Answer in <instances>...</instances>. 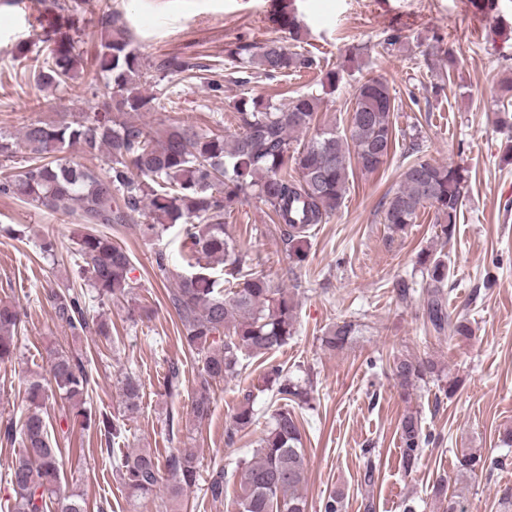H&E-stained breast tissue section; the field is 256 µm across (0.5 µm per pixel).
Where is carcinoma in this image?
Wrapping results in <instances>:
<instances>
[{"label": "carcinoma", "instance_id": "1", "mask_svg": "<svg viewBox=\"0 0 512 512\" xmlns=\"http://www.w3.org/2000/svg\"><path fill=\"white\" fill-rule=\"evenodd\" d=\"M105 34L95 54V68L86 72L93 87L106 78L108 101L104 108L79 121L65 118L55 123L31 122L23 127L20 141L29 151L28 160L17 171L0 177V193L31 201L50 212L77 217L86 232L77 240L79 275L88 278L99 300L127 299L134 290L130 277L132 258L127 248L99 232L98 224H127L133 214L145 223L136 225L139 235L160 241L171 229L182 238L183 267L169 268L164 249L155 251L159 274L169 283L170 309L180 323L182 344L198 364L190 414L197 422L207 419L213 407V388L248 367L247 360L277 351L296 332L295 293L270 279L253 265L227 229L226 219L235 205L257 199L270 208L280 225L285 251L302 259L300 247L311 229L324 224L344 203L349 177L358 169L373 173L390 155L393 138L394 99L386 82L369 78L355 87L354 102L346 132L327 127L300 147H292L293 135L310 128L321 99L298 93L280 101L263 97L239 99L234 109L239 132L231 137L202 129L186 120H175L154 130L118 115L166 110L174 91L166 87L160 95L140 91L144 67L131 48L129 30L109 12L100 18ZM288 31L293 47L273 37L259 44L237 45L229 57L244 69L275 78L319 67L309 52L298 50L303 28L295 10L277 18ZM42 61L31 79L39 89L59 88L79 72L82 59L74 38L48 23L40 39ZM198 65L179 56L161 59L155 70L167 75L191 76ZM76 149L94 157L105 151L112 166L104 173L70 161L57 163L49 157L65 149ZM410 161L399 185L388 191L381 204L382 220L393 233L416 223L420 209L429 206L437 218L436 238L440 246L456 235L457 219L470 182L469 170L444 165L422 155L412 140L405 147ZM224 264L221 274L211 262ZM423 289V317L437 339L460 341L472 337L470 320L451 319L445 286L450 267L448 256L423 250L418 256ZM57 322L80 334L88 327L84 295L68 289L45 295ZM19 306L0 303V364L14 358L16 336L23 323ZM360 333V325L343 321L328 328L321 345L330 351L345 348ZM391 375L405 402L414 391L442 381L441 370L428 353H399L390 365ZM265 389L280 408L270 416L267 431L259 438L251 456L240 459L229 471L213 469L206 493L224 500L229 485L236 486L235 512H309L305 495L308 459L303 448L302 423L288 405L310 406L312 381L293 377L280 364L267 362ZM90 384L86 365L78 355L53 348L48 351L47 377L29 382L28 408L19 422L8 421L4 435L19 436L20 448L10 466L12 497L7 512H87L83 496L61 489L55 432L71 437L76 425L94 429L110 443L123 436L125 423L95 415L85 407ZM124 413L138 412L142 385L134 376L120 381ZM67 404L51 418V401ZM257 420L252 392L243 394L227 433L251 427ZM401 462L412 469L432 435L425 432L420 412L408 408L400 421ZM487 467V458L467 451L456 458L453 486L441 478L433 487L437 512H467L460 484ZM167 471L171 512H180L188 489L199 478L198 459L190 448H175L160 465L146 450L120 459L115 474L135 501L150 496Z\"/></svg>", "mask_w": 512, "mask_h": 512}]
</instances>
